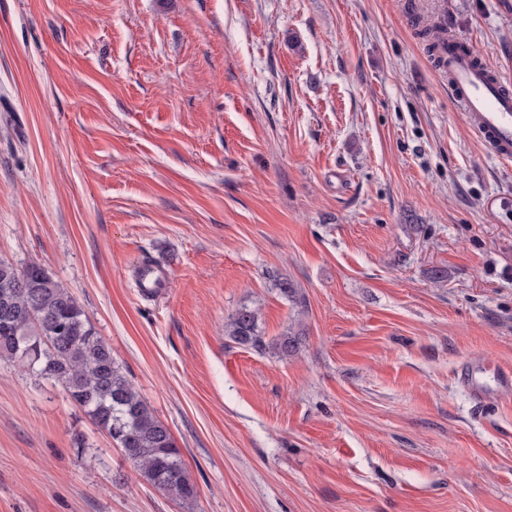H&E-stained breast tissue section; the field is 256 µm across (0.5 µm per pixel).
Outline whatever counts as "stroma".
I'll return each instance as SVG.
<instances>
[{
  "instance_id": "obj_1",
  "label": "stroma",
  "mask_w": 512,
  "mask_h": 512,
  "mask_svg": "<svg viewBox=\"0 0 512 512\" xmlns=\"http://www.w3.org/2000/svg\"><path fill=\"white\" fill-rule=\"evenodd\" d=\"M433 21L512 84V0H0V259L77 299L193 512H512V163ZM244 306L265 349L224 333ZM0 512L183 509L0 360ZM171 287L170 274L149 261L141 262L137 279V288L144 297L163 295ZM301 334L290 329L288 332L279 336L274 342L268 344L267 348L281 358H287L288 355L295 353L301 345ZM461 385L476 403H483L487 399L486 386L482 378V371L478 368L466 367L460 376Z\"/></svg>"
}]
</instances>
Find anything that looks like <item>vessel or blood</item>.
Returning a JSON list of instances; mask_svg holds the SVG:
<instances>
[{
	"label": "vessel or blood",
	"mask_w": 512,
	"mask_h": 512,
	"mask_svg": "<svg viewBox=\"0 0 512 512\" xmlns=\"http://www.w3.org/2000/svg\"><path fill=\"white\" fill-rule=\"evenodd\" d=\"M459 38L448 40L441 53V65L448 72V87L455 105L473 124L478 137L498 160L512 161V88L497 75L489 73L476 57L460 48ZM137 286L142 296L163 295L171 286L169 273L150 262H141ZM461 385L471 399L482 403L487 399L480 369L465 368Z\"/></svg>",
	"instance_id": "b4317fda"
}]
</instances>
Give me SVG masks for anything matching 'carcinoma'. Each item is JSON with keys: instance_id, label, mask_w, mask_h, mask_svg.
<instances>
[{"instance_id": "carcinoma-1", "label": "carcinoma", "mask_w": 512, "mask_h": 512, "mask_svg": "<svg viewBox=\"0 0 512 512\" xmlns=\"http://www.w3.org/2000/svg\"><path fill=\"white\" fill-rule=\"evenodd\" d=\"M433 55L446 48L445 31L425 28ZM0 358L60 385L71 402L106 430L139 476L190 508L198 497L172 432L122 372L112 346L98 334L68 289L36 265L0 259ZM258 312L242 307L226 325L234 342L286 358L301 345L289 330L271 344L258 331Z\"/></svg>"}]
</instances>
